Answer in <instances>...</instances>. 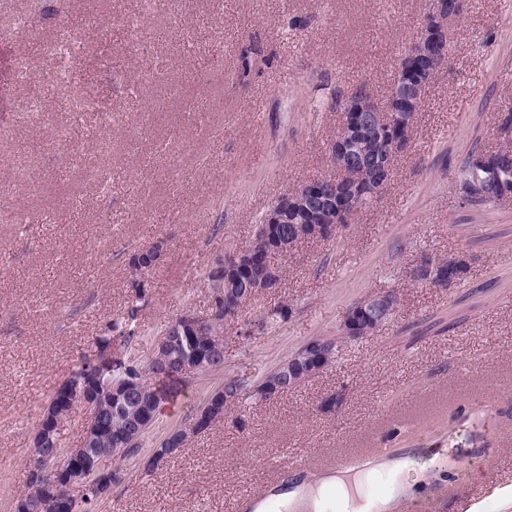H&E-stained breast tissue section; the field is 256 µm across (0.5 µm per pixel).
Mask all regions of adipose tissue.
Segmentation results:
<instances>
[{"label": "adipose tissue", "instance_id": "obj_1", "mask_svg": "<svg viewBox=\"0 0 512 512\" xmlns=\"http://www.w3.org/2000/svg\"><path fill=\"white\" fill-rule=\"evenodd\" d=\"M408 486L406 464L392 460L359 472H336L258 501L254 512H391Z\"/></svg>", "mask_w": 512, "mask_h": 512}]
</instances>
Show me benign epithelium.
Returning a JSON list of instances; mask_svg holds the SVG:
<instances>
[{
  "label": "benign epithelium",
  "instance_id": "benign-epithelium-1",
  "mask_svg": "<svg viewBox=\"0 0 512 512\" xmlns=\"http://www.w3.org/2000/svg\"><path fill=\"white\" fill-rule=\"evenodd\" d=\"M463 0H432L425 13L416 39L398 63L397 78L390 98L383 104L364 97H348V112L344 120V134L331 146V161L339 171L352 170L358 174L357 182L341 191L337 187L321 190L324 178H314L299 190L288 193L275 202L265 214L261 251H285L288 238L280 232V225H293L292 237L297 240L318 239L322 225L339 222L360 198L377 199L384 191L391 166L388 154L396 151L403 142L390 137L391 130L399 128L412 132L413 113L419 111L426 94L427 82L433 77L438 65L448 59L450 37L448 22L457 18ZM257 255L254 250L234 252L233 261L219 259L210 268L211 304L207 313L200 315L191 310L174 319L175 329L160 337L153 358L165 360L166 353L177 343H188L208 328L231 320L234 314L224 312L223 299L239 292L238 271L244 269L246 260ZM429 283L446 288L460 281L459 276L448 273L436 261L420 263ZM397 300L392 293L373 295L353 305L344 317L343 331L348 335L367 336L381 325V317L392 313ZM314 339L303 345L305 352L297 364H288L293 374L312 375L327 366L317 349ZM87 366L104 375L112 371V351H95L88 357ZM207 367L204 359L183 363L176 370L165 372L183 377L195 374ZM151 387L141 380L132 379L115 392L123 401H136L137 416L132 430H146L156 419L157 409L148 400ZM80 391L74 382L56 390L55 405L74 404ZM212 401H207L196 414L193 424L168 435L164 445L181 442L199 427L206 426L217 417L212 413ZM85 423L78 447L67 450V460L44 453L42 448L54 442V430L50 417L53 407L46 406L32 437V447L27 464L29 473L44 481L47 497L42 503L21 499L15 512H80L81 498L93 478L106 477L112 470L105 467L102 459L92 454L105 422L92 408L83 407Z\"/></svg>",
  "mask_w": 512,
  "mask_h": 512
}]
</instances>
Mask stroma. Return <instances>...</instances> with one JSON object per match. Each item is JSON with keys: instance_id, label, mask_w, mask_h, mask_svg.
<instances>
[{"instance_id": "1", "label": "stroma", "mask_w": 512, "mask_h": 512, "mask_svg": "<svg viewBox=\"0 0 512 512\" xmlns=\"http://www.w3.org/2000/svg\"><path fill=\"white\" fill-rule=\"evenodd\" d=\"M428 0H0V512L28 492L27 457L42 409L135 290L131 252L162 246L144 276V336L114 343L150 357L183 311L205 313L207 273L245 249L282 196L334 174L337 94L385 102ZM69 28L73 61L99 102L76 117L33 42ZM448 60L432 79L407 150L382 195L335 237L274 255L280 281L225 322L224 368L178 385L135 452L112 460L123 481L92 512H232L246 494L307 463L378 448L405 458L406 498L431 512H512V202H465L453 179L471 153L512 146V0H465ZM44 109L22 113L26 99ZM462 257L459 284L418 279L423 257ZM395 293L373 333L343 337L347 310ZM287 305L279 327L244 336ZM337 342L335 362L243 408L158 464L225 380H257L306 342ZM341 405L324 409L333 393ZM455 474L452 482L444 474Z\"/></svg>"}]
</instances>
